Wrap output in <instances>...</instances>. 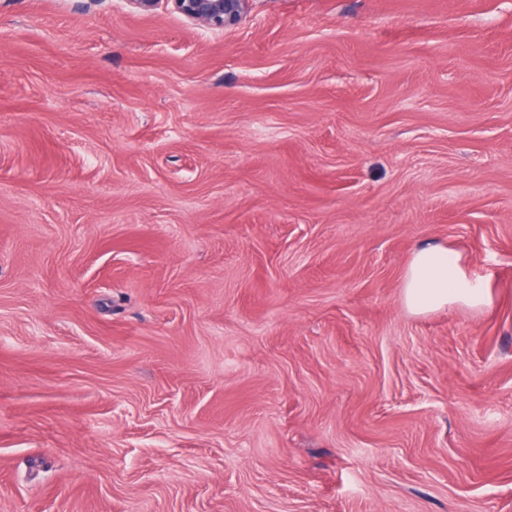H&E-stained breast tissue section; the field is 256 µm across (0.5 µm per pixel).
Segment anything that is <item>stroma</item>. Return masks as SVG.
<instances>
[{
  "label": "stroma",
  "instance_id": "obj_1",
  "mask_svg": "<svg viewBox=\"0 0 512 512\" xmlns=\"http://www.w3.org/2000/svg\"><path fill=\"white\" fill-rule=\"evenodd\" d=\"M0 512H512V0H0ZM173 9L211 30H227L239 24L250 0H170ZM402 298L414 314H425L455 305L481 308L487 304L485 288H477L464 272L460 257L441 245L417 248L406 267Z\"/></svg>",
  "mask_w": 512,
  "mask_h": 512
}]
</instances>
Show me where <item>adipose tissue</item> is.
<instances>
[{"instance_id": "ef3b65f1", "label": "adipose tissue", "mask_w": 512, "mask_h": 512, "mask_svg": "<svg viewBox=\"0 0 512 512\" xmlns=\"http://www.w3.org/2000/svg\"><path fill=\"white\" fill-rule=\"evenodd\" d=\"M402 298L411 313L425 314L455 305L480 308L488 295L471 283L458 255L429 244L413 252L403 276Z\"/></svg>"}]
</instances>
